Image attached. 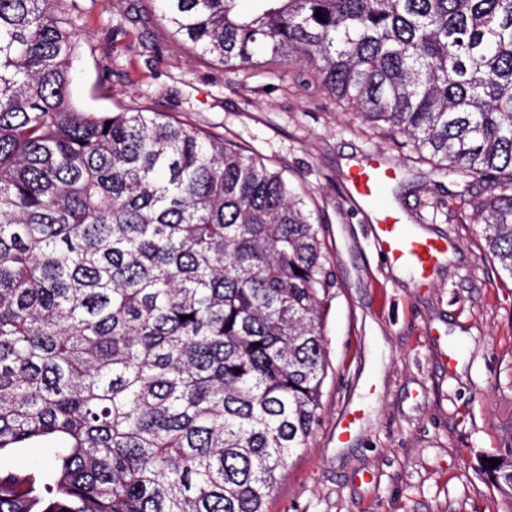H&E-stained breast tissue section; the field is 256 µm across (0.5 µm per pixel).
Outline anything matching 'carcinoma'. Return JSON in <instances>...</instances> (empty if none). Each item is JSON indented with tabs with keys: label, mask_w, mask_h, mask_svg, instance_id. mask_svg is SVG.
<instances>
[{
	"label": "carcinoma",
	"mask_w": 512,
	"mask_h": 512,
	"mask_svg": "<svg viewBox=\"0 0 512 512\" xmlns=\"http://www.w3.org/2000/svg\"><path fill=\"white\" fill-rule=\"evenodd\" d=\"M62 2L0 0V459L49 453L0 466V512H266L319 421L322 228L220 137L76 110ZM157 2L196 53L310 65L357 115L497 182L483 233L512 276V0ZM479 472L512 512V426Z\"/></svg>",
	"instance_id": "cac0c4a2"
}]
</instances>
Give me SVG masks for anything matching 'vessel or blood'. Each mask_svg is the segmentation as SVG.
Here are the masks:
<instances>
[{
  "label": "vessel or blood",
  "instance_id": "obj_1",
  "mask_svg": "<svg viewBox=\"0 0 512 512\" xmlns=\"http://www.w3.org/2000/svg\"><path fill=\"white\" fill-rule=\"evenodd\" d=\"M394 175V168L379 159H363L351 168V195L364 201L374 200ZM375 240L386 263L410 270L421 284L430 278L446 250L443 242L413 232L390 213L385 214L381 223L376 224Z\"/></svg>",
  "mask_w": 512,
  "mask_h": 512
}]
</instances>
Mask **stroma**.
Returning <instances> with one entry per match:
<instances>
[{
  "instance_id": "stroma-1",
  "label": "stroma",
  "mask_w": 512,
  "mask_h": 512,
  "mask_svg": "<svg viewBox=\"0 0 512 512\" xmlns=\"http://www.w3.org/2000/svg\"><path fill=\"white\" fill-rule=\"evenodd\" d=\"M74 104L167 115L282 172L319 224L336 286L323 302L330 368L321 421L287 462L267 512H503L478 471L512 424V277L490 257L489 182L434 159L322 91L309 67L224 66L177 42L155 0H67ZM396 170L379 204L350 196L349 163ZM389 211L448 252L428 284L384 264L372 226ZM355 431L337 441L345 409Z\"/></svg>"
}]
</instances>
